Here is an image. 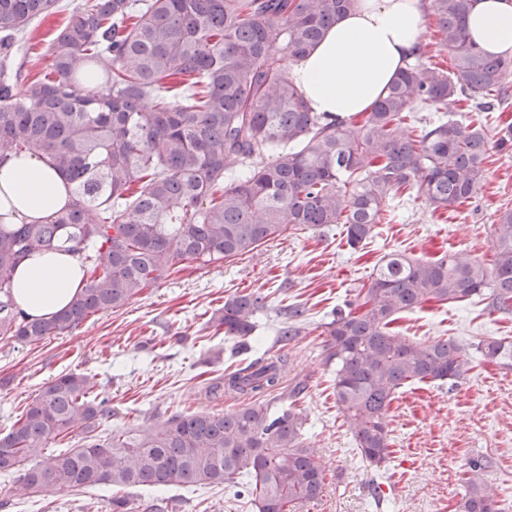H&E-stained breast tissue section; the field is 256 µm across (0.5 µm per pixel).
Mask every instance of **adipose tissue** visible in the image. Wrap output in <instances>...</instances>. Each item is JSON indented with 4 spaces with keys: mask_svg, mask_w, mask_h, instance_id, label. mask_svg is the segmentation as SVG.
I'll return each mask as SVG.
<instances>
[{
    "mask_svg": "<svg viewBox=\"0 0 512 512\" xmlns=\"http://www.w3.org/2000/svg\"><path fill=\"white\" fill-rule=\"evenodd\" d=\"M466 28L483 51L512 55V0H475ZM424 30L422 0H357L292 76L314 111L346 118L368 110L405 68ZM67 200L64 177L34 156L0 166V211L9 220L40 219ZM85 284L78 259L35 251L16 269L13 293L27 313L48 318Z\"/></svg>",
    "mask_w": 512,
    "mask_h": 512,
    "instance_id": "obj_1",
    "label": "adipose tissue"
}]
</instances>
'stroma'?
<instances>
[{
	"label": "stroma",
	"instance_id": "stroma-1",
	"mask_svg": "<svg viewBox=\"0 0 512 512\" xmlns=\"http://www.w3.org/2000/svg\"><path fill=\"white\" fill-rule=\"evenodd\" d=\"M60 11L37 22L19 41L14 65L32 74L48 63V41L70 9L84 0H61ZM512 208V157L491 153L486 177L471 203L432 212L418 193L402 196L388 223L376 225L359 249L346 243L343 225L290 229L258 250L224 263L184 261L162 285L142 292L118 311L89 318L72 331L36 345L0 341V434L45 383L75 371L95 376L112 408L100 431L151 430L180 410L244 406L236 393L216 403L203 392L207 379L243 366L262 354L288 357L289 381L306 385L300 406L303 438L326 467L318 499L296 512H455L470 460L487 463V481L504 512H512V367L474 357L471 371L455 384L414 382L399 390L388 422L390 454L381 466L361 461L351 428L336 404L335 374L323 361L324 326L337 307L355 299L374 266L389 252L426 260L446 253L490 262L491 226ZM266 297L249 342L238 353L217 331L213 318L228 298ZM303 316L289 321L288 310ZM295 324L290 340L278 336ZM394 334L411 342L439 339L474 348L484 339L511 337L512 311L488 313L484 301L428 302L399 313ZM12 500L0 512H110L111 491L100 486L64 496L52 488L33 497L16 476L5 479ZM173 512H256L232 485L212 489H164Z\"/></svg>",
	"mask_w": 512,
	"mask_h": 512
}]
</instances>
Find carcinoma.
I'll return each instance as SVG.
<instances>
[{
    "label": "carcinoma",
    "instance_id": "carcinoma-1",
    "mask_svg": "<svg viewBox=\"0 0 512 512\" xmlns=\"http://www.w3.org/2000/svg\"><path fill=\"white\" fill-rule=\"evenodd\" d=\"M473 2L430 0L432 46L453 54V72L419 47L359 126L313 111L288 71L355 0H87L50 40L47 72L21 89L7 66L12 47L60 0H0V165L42 156L72 193L43 222L0 224V341L38 344L123 308L180 262L235 259L290 228L342 224L356 250L413 188L434 212L473 199L489 144L512 151V124L491 139L465 115L505 111L512 76V60L469 40ZM414 112L434 116L418 136H399ZM492 246L490 268L455 254L390 252L325 324L324 363L366 463L389 455L388 410L400 388L454 383L472 369L454 341L393 335L396 315L475 296L491 313L512 310V209L499 214ZM62 249L88 268L87 284L50 319L32 318L16 305L14 272L35 250ZM265 300L224 301L217 327L237 351L249 349ZM476 350L512 366V340H483ZM287 372L284 355L227 370L205 394L217 399L228 387L252 402L230 414L175 412L146 433L110 437L98 432L111 410L93 378L62 373L0 436V475L19 474L30 494L66 495L101 484L219 487L241 475L248 483L237 494L250 495L258 512H292L322 493L325 466L302 440L296 397L305 385L274 397ZM76 431L81 445L51 450ZM485 469L470 463L456 512H501Z\"/></svg>",
    "mask_w": 512,
    "mask_h": 512
}]
</instances>
